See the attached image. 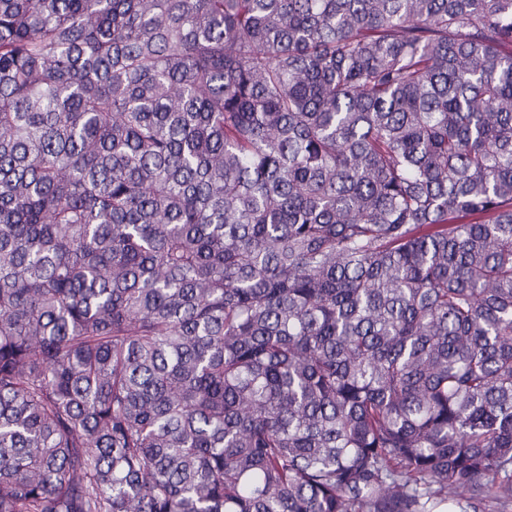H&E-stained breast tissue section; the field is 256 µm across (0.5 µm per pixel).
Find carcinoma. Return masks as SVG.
Returning a JSON list of instances; mask_svg holds the SVG:
<instances>
[{
    "instance_id": "obj_1",
    "label": "carcinoma",
    "mask_w": 512,
    "mask_h": 512,
    "mask_svg": "<svg viewBox=\"0 0 512 512\" xmlns=\"http://www.w3.org/2000/svg\"><path fill=\"white\" fill-rule=\"evenodd\" d=\"M506 512L512 0H0V512Z\"/></svg>"
}]
</instances>
